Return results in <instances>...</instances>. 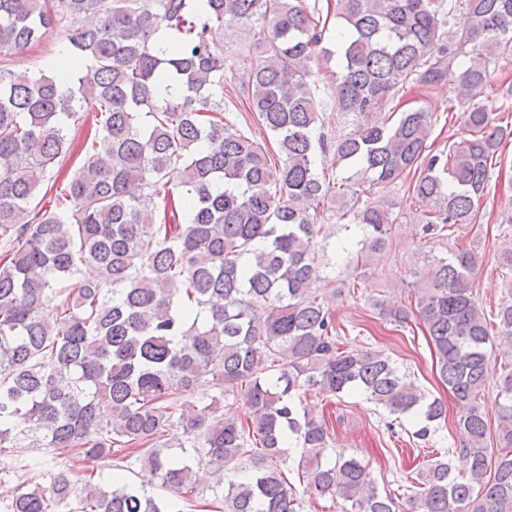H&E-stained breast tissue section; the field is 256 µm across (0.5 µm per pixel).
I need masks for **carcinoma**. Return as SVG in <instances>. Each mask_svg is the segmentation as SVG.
<instances>
[{"instance_id":"1","label":"carcinoma","mask_w":512,"mask_h":512,"mask_svg":"<svg viewBox=\"0 0 512 512\" xmlns=\"http://www.w3.org/2000/svg\"><path fill=\"white\" fill-rule=\"evenodd\" d=\"M460 36H446L445 0H0V451L27 443L108 461L114 447L174 497L157 499L120 473L47 486L21 483L7 512H183L214 474L224 512H301L283 465L341 512H400L368 466L327 455L331 436L307 394L360 395L411 419L428 439L446 416L380 351L344 349L325 295L327 201L351 214L338 241L353 279L389 248L391 213L370 197L409 182L432 205L424 236L476 222L489 170L512 142L476 105L488 65L512 54V0H465ZM343 20L322 46L323 12ZM258 28L260 52L237 67L224 22ZM67 33L68 66L36 74L13 53ZM336 60L333 106L312 63ZM251 90L248 109L280 154L224 113V81ZM414 80L459 84L460 136L427 144L431 113L387 107ZM352 130L329 148L327 111ZM95 126L85 157L61 180L73 130ZM333 153L348 176L318 170ZM413 180H408V177ZM159 200L144 211L131 188ZM95 270L81 279L82 268ZM480 256L458 247L414 268V308L375 302L403 324L416 316L438 375L459 405L469 475L436 460L420 471L416 512H512V300L490 324L475 292ZM504 343V362L492 353ZM495 380L497 454L486 448L480 397ZM242 393L246 416L229 396ZM179 399V408L170 402ZM177 429L173 452L162 437Z\"/></svg>"}]
</instances>
